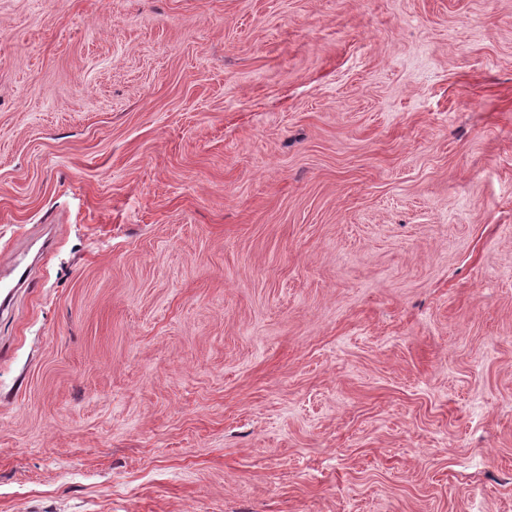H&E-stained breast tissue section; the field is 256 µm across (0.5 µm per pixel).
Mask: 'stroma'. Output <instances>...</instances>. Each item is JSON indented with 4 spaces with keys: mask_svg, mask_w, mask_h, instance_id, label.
Returning <instances> with one entry per match:
<instances>
[{
    "mask_svg": "<svg viewBox=\"0 0 512 512\" xmlns=\"http://www.w3.org/2000/svg\"><path fill=\"white\" fill-rule=\"evenodd\" d=\"M0 512H512V0H0Z\"/></svg>",
    "mask_w": 512,
    "mask_h": 512,
    "instance_id": "obj_1",
    "label": "stroma"
}]
</instances>
